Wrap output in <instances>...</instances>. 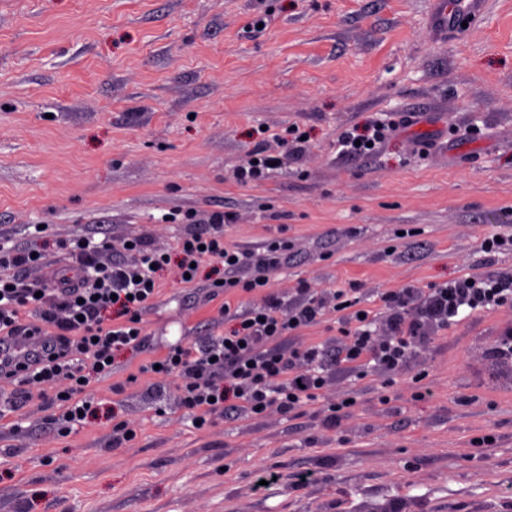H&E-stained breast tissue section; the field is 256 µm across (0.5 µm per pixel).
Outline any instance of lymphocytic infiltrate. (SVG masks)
<instances>
[{
	"label": "lymphocytic infiltrate",
	"mask_w": 512,
	"mask_h": 512,
	"mask_svg": "<svg viewBox=\"0 0 512 512\" xmlns=\"http://www.w3.org/2000/svg\"><path fill=\"white\" fill-rule=\"evenodd\" d=\"M224 223V214L217 212L208 223L188 228L172 258L138 238L127 257L104 264L99 255L108 250V241L75 238L66 248L68 274L51 283L23 278L22 269L33 263L30 250L0 241V345L21 332L43 339L28 362L1 365L0 382L15 385L27 400L34 387L52 389L56 411L49 434L66 436L83 427L91 412L82 397L86 382L109 377L114 358L144 348L143 317L159 293L160 272L171 265L178 277L195 281L205 263L221 262L225 294L263 296L262 304L233 314L224 335L176 343L158 364L140 368L144 375L178 377L181 406L204 427L230 410L256 417L274 405L296 416L315 402L326 384L323 352L314 345L288 348L284 340L316 323L326 308L346 312L349 322L337 362H371L392 374L405 365L416 342L447 329L464 311L512 306V273L464 274L424 292L399 288L380 298L390 329L382 338L372 330L371 316L360 315L346 291H336L328 301L304 285L292 303H285L271 291L270 274L287 262V244L274 240L259 253L230 247ZM26 310L34 312V320L22 319Z\"/></svg>",
	"instance_id": "f902f5d3"
}]
</instances>
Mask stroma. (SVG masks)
I'll return each mask as SVG.
<instances>
[{
	"label": "stroma",
	"mask_w": 512,
	"mask_h": 512,
	"mask_svg": "<svg viewBox=\"0 0 512 512\" xmlns=\"http://www.w3.org/2000/svg\"><path fill=\"white\" fill-rule=\"evenodd\" d=\"M432 0H0V239L47 257L61 241L128 238L170 251L174 212L226 216L224 241L289 245L271 276L291 299L353 288L387 335L382 293L512 271V0L430 28ZM401 115L368 154L340 134ZM304 135L301 156L288 144ZM286 156L267 179L236 176L255 147ZM46 225L36 233V225ZM162 272L149 347L92 382L87 425L44 438L46 398L0 386V512H512V359L495 354L512 308L476 312L417 343L387 374L334 360L344 321L326 310L295 341L328 356L301 417L276 410L196 429L175 377L140 375L168 346L222 335L209 297ZM123 384L122 393L112 391ZM354 399L332 422L330 403ZM137 431L112 449L113 418ZM27 432L15 434L14 422Z\"/></svg>",
	"instance_id": "1"
}]
</instances>
